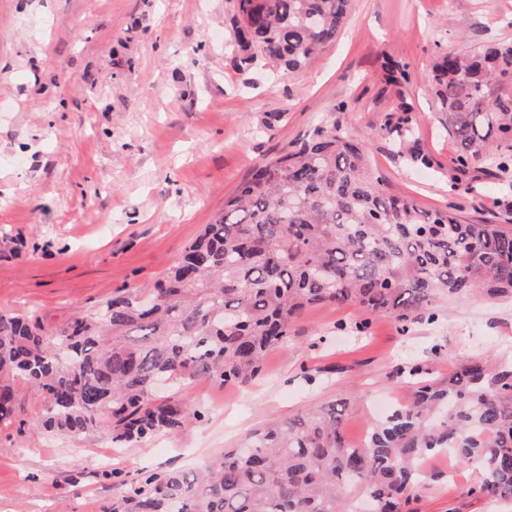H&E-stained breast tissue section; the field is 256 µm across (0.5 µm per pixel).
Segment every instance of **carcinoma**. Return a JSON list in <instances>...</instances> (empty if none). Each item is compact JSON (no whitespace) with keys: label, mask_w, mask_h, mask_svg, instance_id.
<instances>
[{"label":"carcinoma","mask_w":512,"mask_h":512,"mask_svg":"<svg viewBox=\"0 0 512 512\" xmlns=\"http://www.w3.org/2000/svg\"><path fill=\"white\" fill-rule=\"evenodd\" d=\"M352 0H233L236 66L290 71L333 44ZM431 92L455 148V176L512 162V43L446 53ZM387 134L409 143L406 117ZM462 206L423 211L369 163L365 139L336 125L259 166L152 287L124 290L51 332L0 312V429L22 425L16 383L44 401L37 423L64 436L112 430L127 448L184 430L175 394L198 380L258 377L304 312L354 306L401 328L439 302L512 298V226L465 224ZM412 399L346 439L349 402L330 401L254 432L189 472L145 474L107 512H409L446 477L422 460L451 452L478 470L474 497L512 502V362L472 358L448 380L404 370Z\"/></svg>","instance_id":"carcinoma-1"}]
</instances>
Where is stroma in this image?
Wrapping results in <instances>:
<instances>
[{
    "instance_id": "obj_1",
    "label": "stroma",
    "mask_w": 512,
    "mask_h": 512,
    "mask_svg": "<svg viewBox=\"0 0 512 512\" xmlns=\"http://www.w3.org/2000/svg\"><path fill=\"white\" fill-rule=\"evenodd\" d=\"M228 0H0V312L49 328L121 288L160 277L261 163L320 123L359 134L377 173L424 210L459 200L462 220L512 225V170L477 165L452 190L455 152L426 77L442 52L512 40V0H353L334 46L286 74L239 70L224 44ZM407 82L384 81L386 63ZM428 168H410L378 129L400 103ZM362 311L316 307L261 378L195 383L206 416L171 439L115 448L110 431L50 436L41 397L20 385L24 427L0 429V512H106L105 476L187 471L303 409L350 400L359 444L376 407L406 402L401 367L431 380L471 356L512 357V302L446 300L435 321L400 331L388 317L352 332ZM477 470L419 491L413 512H505L468 489Z\"/></svg>"
}]
</instances>
